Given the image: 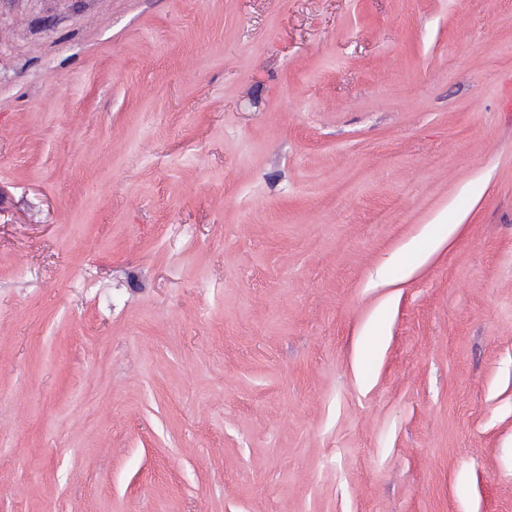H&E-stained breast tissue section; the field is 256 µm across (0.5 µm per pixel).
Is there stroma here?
Segmentation results:
<instances>
[{
  "mask_svg": "<svg viewBox=\"0 0 512 512\" xmlns=\"http://www.w3.org/2000/svg\"><path fill=\"white\" fill-rule=\"evenodd\" d=\"M509 72L512 0H0V512H512Z\"/></svg>",
  "mask_w": 512,
  "mask_h": 512,
  "instance_id": "obj_1",
  "label": "stroma"
}]
</instances>
